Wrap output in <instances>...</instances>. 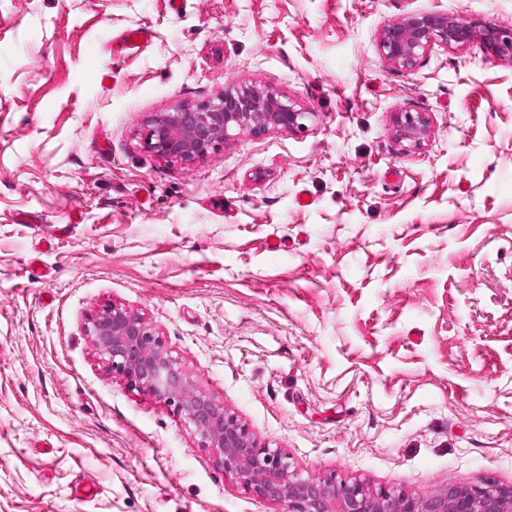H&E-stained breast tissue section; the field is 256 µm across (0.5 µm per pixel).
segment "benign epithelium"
I'll return each mask as SVG.
<instances>
[{
	"instance_id": "benign-epithelium-1",
	"label": "benign epithelium",
	"mask_w": 512,
	"mask_h": 512,
	"mask_svg": "<svg viewBox=\"0 0 512 512\" xmlns=\"http://www.w3.org/2000/svg\"><path fill=\"white\" fill-rule=\"evenodd\" d=\"M474 41L483 52L512 58L511 27L489 20L475 29L441 11L412 13L385 25L380 48L389 62L411 69L436 44L452 47ZM305 117L306 112L288 98L252 86L160 112L146 124L141 141L143 149L160 158L191 162L230 138L232 129H302ZM395 127L401 139L415 145L430 133L429 117L423 112L396 113ZM85 333L107 372L184 414L197 447L210 450L224 474L246 490L281 504V512H512V489L489 484L446 486L415 498L371 492L359 483H338L331 475L303 478L290 469L288 457L260 445L224 405L191 389L178 359L141 315L109 304L89 317Z\"/></svg>"
}]
</instances>
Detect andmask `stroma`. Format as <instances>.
I'll list each match as a JSON object with an SVG mask.
<instances>
[{"label": "stroma", "mask_w": 512, "mask_h": 512, "mask_svg": "<svg viewBox=\"0 0 512 512\" xmlns=\"http://www.w3.org/2000/svg\"><path fill=\"white\" fill-rule=\"evenodd\" d=\"M439 9L512 27V0H0V512H279L105 371L112 303L303 476L512 487V59L379 46ZM245 85L304 129L141 148ZM397 135L414 145H421L430 133V121L423 112H398L395 114Z\"/></svg>", "instance_id": "1"}]
</instances>
